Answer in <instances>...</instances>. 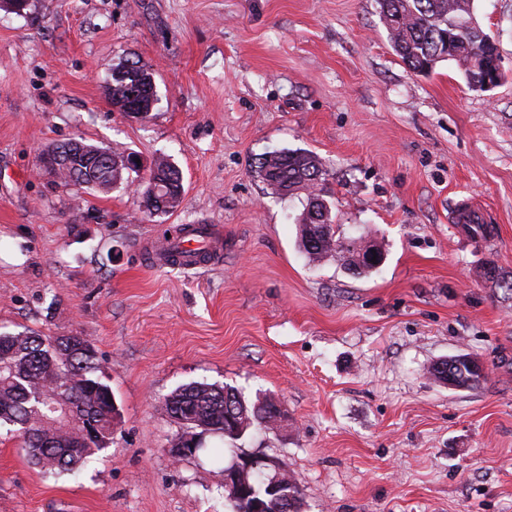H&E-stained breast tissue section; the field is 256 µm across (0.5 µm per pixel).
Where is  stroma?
<instances>
[{"label": "stroma", "mask_w": 512, "mask_h": 512, "mask_svg": "<svg viewBox=\"0 0 512 512\" xmlns=\"http://www.w3.org/2000/svg\"><path fill=\"white\" fill-rule=\"evenodd\" d=\"M33 2L0 7V332L86 336L120 420L61 476L1 427L0 512H227L238 450L292 474L300 512H512V0H474L503 71L487 91L452 61L410 71L377 0ZM125 57L154 75L142 119L108 95ZM70 140L167 158L179 206L51 183L39 157ZM288 149L318 155L339 234L374 241L378 268L300 250L306 192L255 173ZM466 197L492 242L451 224ZM174 224L220 227L223 259L145 267ZM460 353L478 385L429 377ZM192 382L275 397L288 424L173 460L164 400Z\"/></svg>", "instance_id": "35a3bbf8"}]
</instances>
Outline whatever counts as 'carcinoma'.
Returning <instances> with one entry per match:
<instances>
[{"label": "carcinoma", "instance_id": "carcinoma-1", "mask_svg": "<svg viewBox=\"0 0 512 512\" xmlns=\"http://www.w3.org/2000/svg\"><path fill=\"white\" fill-rule=\"evenodd\" d=\"M380 16L394 52L409 70L424 73L441 60H451L461 69L467 84H483L500 60L492 38L474 16V0H378ZM108 92L114 106L136 104L150 112L157 101L152 73L138 61L121 60L112 67ZM67 165L61 169V185L99 189L124 174L135 171L127 165L133 153L111 150L112 158L100 147L74 140L64 143ZM112 168H107V161ZM161 176L163 205L149 214H164L175 208L184 192L182 175L166 158L154 161ZM256 174L267 193L277 196L308 191L307 203L299 219L300 246L307 257L318 262L328 256L344 258L353 270H371L367 249L357 238H341L333 227L331 210L322 220L311 216L314 201L324 198L326 171L312 152L297 149L263 155ZM470 355L458 354L433 363L428 373L445 383L453 379L457 387L470 388L480 382L469 365ZM99 371L92 344L77 334L44 336L35 330L0 334V423L17 427L21 448L32 464L53 474L74 473L89 458L106 449L118 410L113 405L111 387L97 375ZM207 383H191L177 388L166 400V410L174 422L188 428L202 425L226 439H241L251 427L268 429L277 401L266 396L249 404L235 392L239 409L249 423L237 429L224 420V391ZM69 404L73 421H62L52 409L57 398ZM284 490L291 497L292 512H300L301 489L297 479L282 474ZM269 496L262 481L248 484L247 493L229 504L230 512H252L253 502Z\"/></svg>", "mask_w": 512, "mask_h": 512}]
</instances>
